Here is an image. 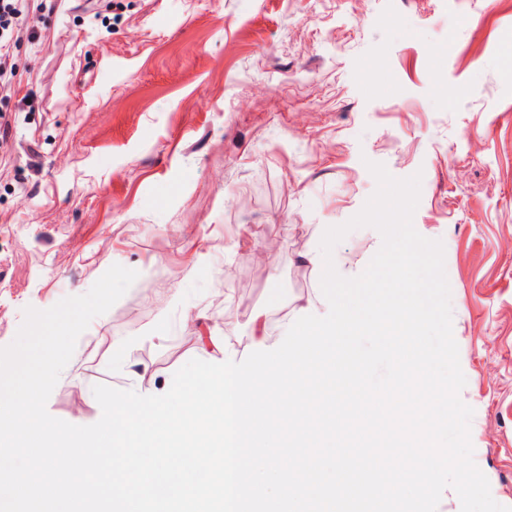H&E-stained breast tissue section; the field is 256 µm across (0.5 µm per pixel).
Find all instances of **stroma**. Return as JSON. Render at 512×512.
Returning <instances> with one entry per match:
<instances>
[{
    "label": "stroma",
    "instance_id": "1",
    "mask_svg": "<svg viewBox=\"0 0 512 512\" xmlns=\"http://www.w3.org/2000/svg\"><path fill=\"white\" fill-rule=\"evenodd\" d=\"M9 35L0 347L26 307L138 273L53 417L93 424L95 385L168 386L212 339L249 346L256 313L280 340L317 287L299 254L361 210L371 160L423 175L413 225L444 244L474 461L512 507V0H32ZM381 242L337 251L361 271Z\"/></svg>",
    "mask_w": 512,
    "mask_h": 512
}]
</instances>
